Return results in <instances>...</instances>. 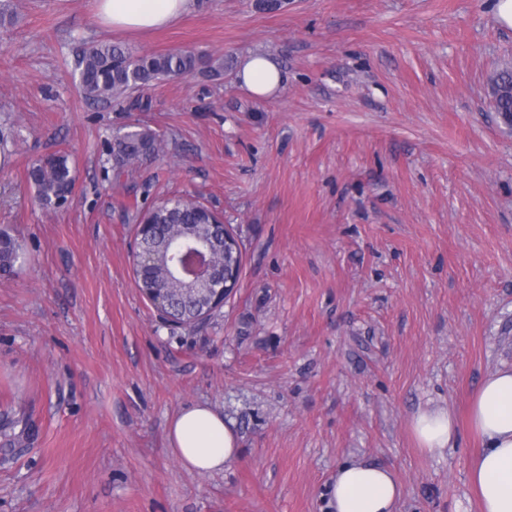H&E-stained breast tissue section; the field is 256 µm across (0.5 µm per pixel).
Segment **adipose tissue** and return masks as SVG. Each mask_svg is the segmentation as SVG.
Segmentation results:
<instances>
[{
	"label": "adipose tissue",
	"instance_id": "ef3b65f1",
	"mask_svg": "<svg viewBox=\"0 0 512 512\" xmlns=\"http://www.w3.org/2000/svg\"><path fill=\"white\" fill-rule=\"evenodd\" d=\"M101 23L115 30L144 32L175 23L195 0H97ZM242 88L257 98L272 95L284 82L278 65L261 54L245 57L237 71ZM469 425L479 445L468 471L479 497L478 512H512V366L504 365L479 386L469 409ZM412 431L421 448H447L456 421L444 408L419 411ZM168 440L182 463L200 472L222 471L240 450L237 434L223 414L204 404L184 407L168 424ZM402 488L394 473L373 463L340 465L329 490L331 512H394Z\"/></svg>",
	"mask_w": 512,
	"mask_h": 512
}]
</instances>
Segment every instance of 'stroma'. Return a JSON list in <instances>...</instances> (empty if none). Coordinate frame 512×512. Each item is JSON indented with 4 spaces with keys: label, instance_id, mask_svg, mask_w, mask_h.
<instances>
[{
    "label": "stroma",
    "instance_id": "1",
    "mask_svg": "<svg viewBox=\"0 0 512 512\" xmlns=\"http://www.w3.org/2000/svg\"><path fill=\"white\" fill-rule=\"evenodd\" d=\"M489 0H197L172 26L104 27L96 0H0V512H328L343 462L392 468L396 512H478L466 413L512 365V129L488 82L512 66ZM111 43L193 51L131 102H93L78 61ZM285 81L259 99L239 62ZM157 157L116 175V135ZM64 154L73 197L45 209L31 163ZM194 196L239 239L223 307L166 323L132 271L141 207ZM209 404L238 435L223 471L181 464L167 425ZM441 406L457 436L422 451ZM237 79L241 87L251 95L265 98L280 89L285 77L273 60L261 54H253L240 63ZM411 428L420 448L429 452L442 451L455 434L456 421L448 409L428 408L413 417Z\"/></svg>",
    "mask_w": 512,
    "mask_h": 512
}]
</instances>
